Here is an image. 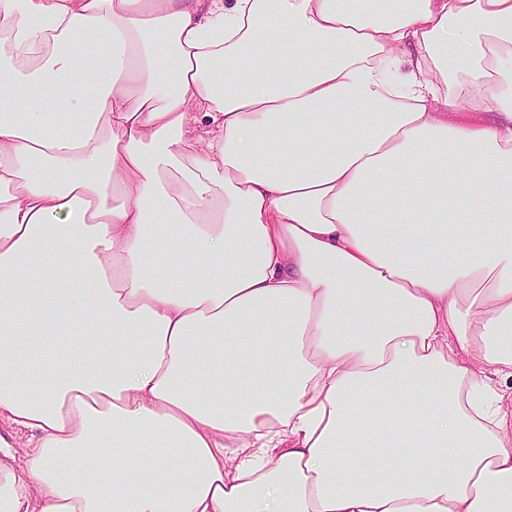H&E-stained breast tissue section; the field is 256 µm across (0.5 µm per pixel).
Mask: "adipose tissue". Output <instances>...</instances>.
Listing matches in <instances>:
<instances>
[{
  "instance_id": "1",
  "label": "adipose tissue",
  "mask_w": 512,
  "mask_h": 512,
  "mask_svg": "<svg viewBox=\"0 0 512 512\" xmlns=\"http://www.w3.org/2000/svg\"><path fill=\"white\" fill-rule=\"evenodd\" d=\"M511 377L512 0H0V512H512Z\"/></svg>"
}]
</instances>
